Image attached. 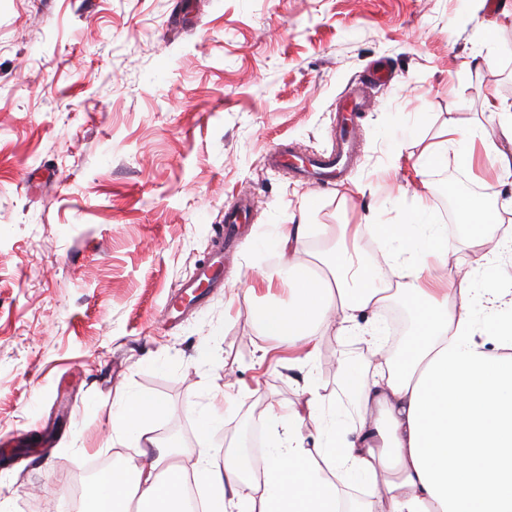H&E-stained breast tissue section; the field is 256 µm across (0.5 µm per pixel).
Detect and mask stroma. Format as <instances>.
<instances>
[{
    "label": "stroma",
    "mask_w": 512,
    "mask_h": 512,
    "mask_svg": "<svg viewBox=\"0 0 512 512\" xmlns=\"http://www.w3.org/2000/svg\"><path fill=\"white\" fill-rule=\"evenodd\" d=\"M491 39H484V28ZM377 62L347 179L317 188L267 165L274 147L331 150L341 95ZM512 103V0H0V512H68L90 463L125 465L121 399L168 405L147 426L196 463L197 410L223 466L254 415L298 402L305 383L342 398L322 358L363 359L327 333L318 359L281 361L245 303L289 216L325 225L302 246L325 257L345 224H397L438 209L464 266L483 264L460 203L512 194L489 164L417 161L450 127L491 130L487 96ZM253 207L224 257V285L178 323L165 306L205 263L240 194ZM249 398L225 403V380Z\"/></svg>",
    "instance_id": "stroma-1"
}]
</instances>
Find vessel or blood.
Instances as JSON below:
<instances>
[{
  "label": "vessel or blood",
  "mask_w": 512,
  "mask_h": 512,
  "mask_svg": "<svg viewBox=\"0 0 512 512\" xmlns=\"http://www.w3.org/2000/svg\"><path fill=\"white\" fill-rule=\"evenodd\" d=\"M388 75L383 68H373L368 80L356 83L343 99L342 109L352 115L366 108L369 91L373 85L385 83ZM357 125L355 122H342L336 131V146L331 151L307 156L298 164H291L287 152L275 149L270 151L267 161L270 165L291 169L294 175L306 179L310 184L323 186L339 182L352 165L357 147ZM224 283V244L216 242L215 249L203 266L185 281L178 292V301L170 305L173 313H184L186 309L199 303L205 296L206 288H218Z\"/></svg>",
  "instance_id": "vessel-or-blood-1"
}]
</instances>
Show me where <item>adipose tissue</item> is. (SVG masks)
<instances>
[{
	"mask_svg": "<svg viewBox=\"0 0 512 512\" xmlns=\"http://www.w3.org/2000/svg\"><path fill=\"white\" fill-rule=\"evenodd\" d=\"M498 118L494 133L450 128L419 163H442L450 147L473 166L471 143L480 142L501 176H512V159L499 141L512 144V104L488 100ZM467 235L493 251H512V230L499 238L490 231L501 212H512V195L493 206L467 201ZM313 232L312 225L287 224L272 246L277 275L261 274L257 288L281 284L288 302L258 308L257 328L284 349L315 357L322 333L357 336L368 358L353 372L354 358H343L336 378L354 411L325 413V398L314 384L302 389L300 406L268 407L263 416L273 439L260 475L244 474L238 443L224 450V467L215 469L207 437L219 420L199 423L197 474L215 494L207 512H512V289L489 275L462 271L446 225L427 209L404 223H377L365 216L354 236L369 235L395 244L394 259L404 267L401 288H392L380 262L353 267L347 251L336 247L324 273L300 269L292 257ZM405 301L413 324L403 345L388 350L380 324L394 300ZM166 410L162 402L131 399L122 407L117 437H132L136 456L149 466L112 468L100 473L81 512H184L187 473L167 463L147 421ZM314 425L321 444L307 442ZM353 486L383 482L378 500L342 503L337 481Z\"/></svg>",
	"mask_w": 512,
	"mask_h": 512,
	"instance_id": "ef3b65f1",
	"label": "adipose tissue"
}]
</instances>
